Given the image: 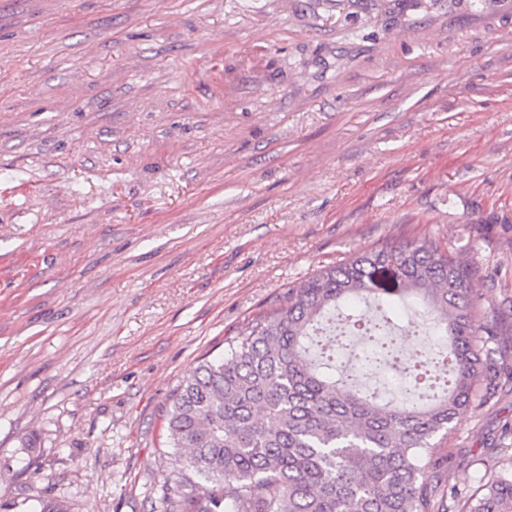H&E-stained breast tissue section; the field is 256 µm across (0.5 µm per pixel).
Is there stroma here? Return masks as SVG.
Returning <instances> with one entry per match:
<instances>
[{
	"instance_id": "1",
	"label": "stroma",
	"mask_w": 512,
	"mask_h": 512,
	"mask_svg": "<svg viewBox=\"0 0 512 512\" xmlns=\"http://www.w3.org/2000/svg\"><path fill=\"white\" fill-rule=\"evenodd\" d=\"M389 237L512 296V0H0V506L160 512L182 378Z\"/></svg>"
}]
</instances>
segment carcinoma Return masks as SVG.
<instances>
[{
    "label": "carcinoma",
    "mask_w": 512,
    "mask_h": 512,
    "mask_svg": "<svg viewBox=\"0 0 512 512\" xmlns=\"http://www.w3.org/2000/svg\"><path fill=\"white\" fill-rule=\"evenodd\" d=\"M476 281L465 251L385 238L288 284L170 395L165 512H512L509 448L471 492L435 442L512 380Z\"/></svg>",
    "instance_id": "carcinoma-1"
}]
</instances>
